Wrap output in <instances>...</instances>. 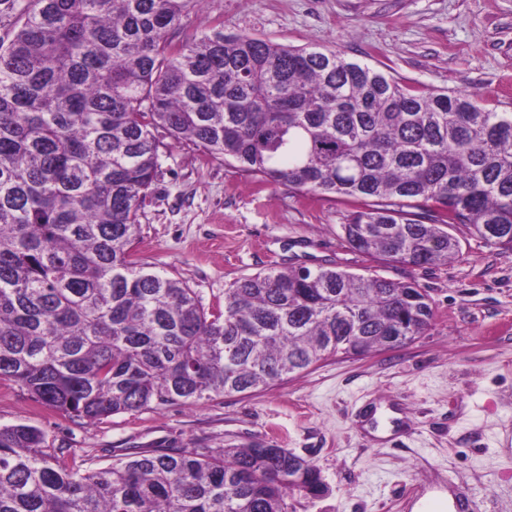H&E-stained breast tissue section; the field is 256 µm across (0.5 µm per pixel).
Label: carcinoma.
Listing matches in <instances>:
<instances>
[{
    "instance_id": "cac0c4a2",
    "label": "carcinoma",
    "mask_w": 512,
    "mask_h": 512,
    "mask_svg": "<svg viewBox=\"0 0 512 512\" xmlns=\"http://www.w3.org/2000/svg\"><path fill=\"white\" fill-rule=\"evenodd\" d=\"M208 2L0 0V381L72 420L254 393L433 319L418 284L333 263L242 278L206 311L133 259L159 128L260 185L346 199L361 254L445 262L456 224L512 249V112L220 24L175 41ZM326 492L312 461L261 442L98 467L0 426V512H288Z\"/></svg>"
}]
</instances>
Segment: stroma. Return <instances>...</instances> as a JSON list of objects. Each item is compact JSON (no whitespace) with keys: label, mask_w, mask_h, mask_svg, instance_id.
<instances>
[{"label":"stroma","mask_w":512,"mask_h":512,"mask_svg":"<svg viewBox=\"0 0 512 512\" xmlns=\"http://www.w3.org/2000/svg\"><path fill=\"white\" fill-rule=\"evenodd\" d=\"M225 32L333 47L422 90L478 94L512 112V0H215ZM349 203L258 186L190 147L169 145L139 216L136 256L185 281L202 304L283 261L414 281L433 302L414 343L337 356L282 384L197 406L74 421L0 381V425L106 466L133 451L261 441L310 459L330 492L290 512H433L445 492L477 512H512V249L455 225L459 257L427 268L350 250Z\"/></svg>","instance_id":"35a3bbf8"}]
</instances>
